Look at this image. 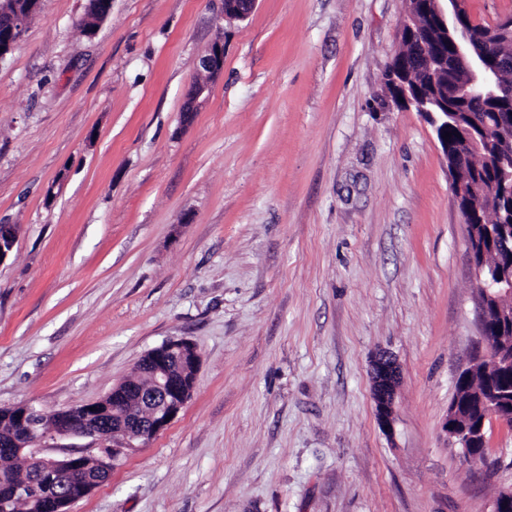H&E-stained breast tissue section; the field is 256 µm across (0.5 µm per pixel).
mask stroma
Masks as SVG:
<instances>
[{"label":"stroma","instance_id":"stroma-1","mask_svg":"<svg viewBox=\"0 0 512 512\" xmlns=\"http://www.w3.org/2000/svg\"><path fill=\"white\" fill-rule=\"evenodd\" d=\"M86 5L43 0L0 59V407L97 401L173 339L200 366L71 512H492L512 431L468 463L443 430L481 345L466 230L434 129L384 89L404 0H112L89 34ZM372 399L379 428L387 437H394L396 424V396L400 384V371L396 359L380 352L370 360Z\"/></svg>","mask_w":512,"mask_h":512}]
</instances>
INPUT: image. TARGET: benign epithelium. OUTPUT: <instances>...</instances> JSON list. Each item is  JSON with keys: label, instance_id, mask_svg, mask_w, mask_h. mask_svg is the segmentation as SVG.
<instances>
[{"label": "benign epithelium", "instance_id": "benign-epithelium-1", "mask_svg": "<svg viewBox=\"0 0 512 512\" xmlns=\"http://www.w3.org/2000/svg\"><path fill=\"white\" fill-rule=\"evenodd\" d=\"M447 5H441V2ZM256 0H224V16L238 20L246 19L254 9ZM436 23L447 33H456L457 38L451 40L453 58L455 62L468 70L471 80L457 86L455 95L459 98L469 99L475 95L481 97L512 96V87L502 85L486 76L487 56L476 54L472 50V32L460 25L459 19L467 11V0H433ZM401 38L409 43H419L426 47V34L416 26V12L410 7V0H405L402 17ZM198 67H203L213 75H218L224 67V46L215 42L208 54L199 58ZM395 96L404 109H413L423 115L434 128L443 153H452L451 166L455 171L464 167L463 159L481 152L483 145H492L496 135L493 130H484L482 140H477L473 129H462V139L457 143L456 149L449 150L448 141L443 138V131L455 115L451 112H434L428 108V99L417 94L403 78L394 79ZM208 91V84L197 82L192 85L189 97L185 102L184 113L189 115L196 110L200 99ZM498 178L504 188L512 186V146H500V162L498 165ZM476 191L471 183H463L458 178L451 179L452 199L462 216V223L466 225L472 236H477L478 227L469 223L468 211L460 206V200L468 198ZM16 243L14 225H0V263L4 262L12 252ZM477 279V308L479 317L480 335H486L489 322L488 299L508 298L512 301V274L506 272L497 283L483 278V265L474 263ZM185 340H170L152 349L148 354V368L153 377L155 389L151 417L148 422L138 419H121L124 430L109 432L94 421L98 416V402L86 403L76 411L66 415L59 414L53 419V425L43 434L34 435L32 419L36 416H45L47 412L32 405H22V410L16 419L18 448L14 452L24 454L36 463L41 478L45 481V488L56 489L64 484L69 488V495L82 498L85 496L93 475L87 471L84 464L85 455L76 452H67L62 455H52L44 452L49 440L62 436L92 437L100 442L116 441L117 445L110 452L102 454L99 458L100 472L111 473L120 456L126 455L138 448H142L163 431L170 421L175 419L187 401V393L182 384L176 381L170 370V360L186 353ZM370 373L372 380V399L375 408V417L379 428L389 438L395 435L396 424V396L400 384V371L396 359L387 352H380L370 360ZM486 413L481 423L470 426L463 420L459 403L449 405L448 415L443 429L448 441L454 445L467 449L480 442L482 447L489 445V438L484 433L486 421L500 418V409L508 404V399L502 393L491 389L482 396Z\"/></svg>", "mask_w": 512, "mask_h": 512}]
</instances>
